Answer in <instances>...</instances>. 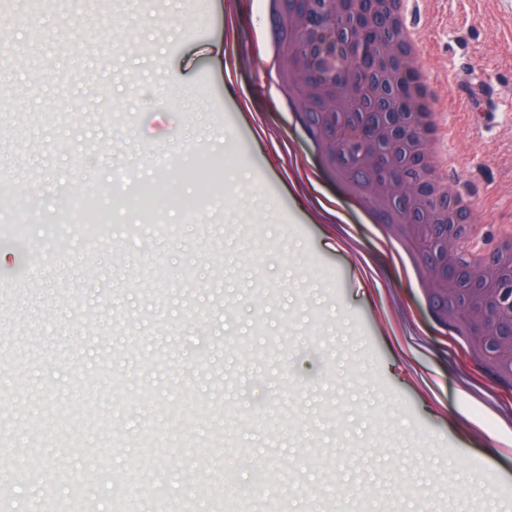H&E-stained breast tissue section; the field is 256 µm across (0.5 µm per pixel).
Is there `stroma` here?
Listing matches in <instances>:
<instances>
[{
    "label": "stroma",
    "mask_w": 512,
    "mask_h": 512,
    "mask_svg": "<svg viewBox=\"0 0 512 512\" xmlns=\"http://www.w3.org/2000/svg\"><path fill=\"white\" fill-rule=\"evenodd\" d=\"M31 2L0 12V189L32 213L0 224L9 512H63L76 483L111 512L133 469L134 512L218 493L238 512H512V378L457 362L380 225L333 230L294 196L290 151L339 191L300 113L271 103L268 0H117L93 37L83 0ZM412 21L466 171L448 182L512 225V0H414ZM157 181L165 210L128 206ZM91 184L109 223L63 224ZM32 446L44 475L17 480Z\"/></svg>",
    "instance_id": "1"
}]
</instances>
